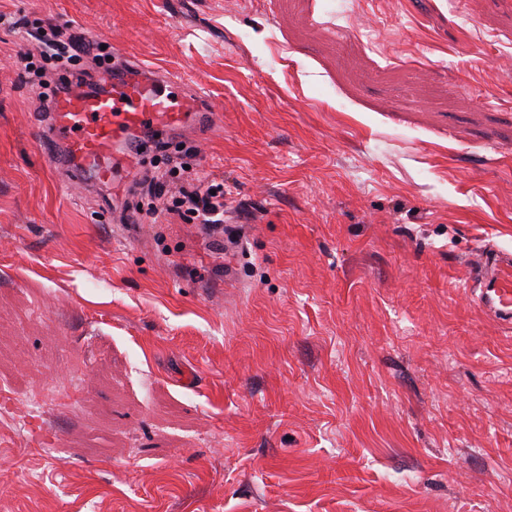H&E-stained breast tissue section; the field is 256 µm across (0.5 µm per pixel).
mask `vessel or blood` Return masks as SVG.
<instances>
[{"label": "vessel or blood", "instance_id": "obj_1", "mask_svg": "<svg viewBox=\"0 0 512 512\" xmlns=\"http://www.w3.org/2000/svg\"><path fill=\"white\" fill-rule=\"evenodd\" d=\"M207 105L198 97L172 95L154 69L129 64L101 69L92 86L61 95L40 130L65 170L123 194L148 137L178 132L199 121ZM471 293L483 312L512 321V254L488 249L469 269Z\"/></svg>", "mask_w": 512, "mask_h": 512}]
</instances>
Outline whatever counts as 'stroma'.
Wrapping results in <instances>:
<instances>
[{
    "label": "stroma",
    "mask_w": 512,
    "mask_h": 512,
    "mask_svg": "<svg viewBox=\"0 0 512 512\" xmlns=\"http://www.w3.org/2000/svg\"><path fill=\"white\" fill-rule=\"evenodd\" d=\"M332 6L0 0L199 84L216 125L153 144L240 231L50 167L0 35V512H512V329L465 271L512 251V0Z\"/></svg>",
    "instance_id": "1"
}]
</instances>
